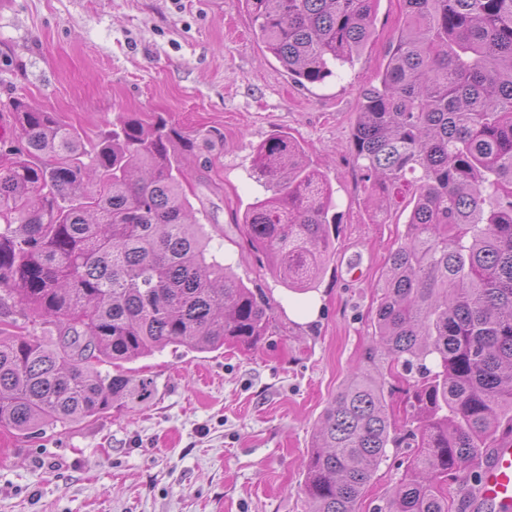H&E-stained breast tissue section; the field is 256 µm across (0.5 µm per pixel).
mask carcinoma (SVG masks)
<instances>
[{
  "mask_svg": "<svg viewBox=\"0 0 512 512\" xmlns=\"http://www.w3.org/2000/svg\"><path fill=\"white\" fill-rule=\"evenodd\" d=\"M265 51L294 80L322 83L373 33L375 0H240ZM379 84L361 91L356 160L380 198L412 196L388 259L369 362L416 374L397 430L385 381L357 370L325 409L304 463L308 512H360L386 449L411 448L375 512H452L512 442V0H403ZM0 138V429L106 414L153 381L95 369L184 346L248 347L272 315L210 252L183 193L211 134L159 116L112 122L88 144L54 112L16 98ZM253 173L271 195L242 216L249 246L288 290L316 286L332 243V190L305 147L273 134ZM41 325L43 339L18 320Z\"/></svg>",
  "mask_w": 512,
  "mask_h": 512,
  "instance_id": "carcinoma-1",
  "label": "carcinoma"
}]
</instances>
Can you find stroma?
<instances>
[{
    "label": "stroma",
    "mask_w": 512,
    "mask_h": 512,
    "mask_svg": "<svg viewBox=\"0 0 512 512\" xmlns=\"http://www.w3.org/2000/svg\"><path fill=\"white\" fill-rule=\"evenodd\" d=\"M404 20L403 0H377L353 66L303 86L264 50L239 0H0V113L22 98L91 140L121 115L210 130L211 163L186 193L219 258L273 312L257 346H169L122 363L153 380L147 403L35 439L0 431V512H307L301 462L326 407L366 364L411 211L405 199L370 204L352 147L359 95ZM278 132L327 173L336 203L335 253L304 294L243 240L242 216L265 196L254 150ZM409 455L388 450L362 512L399 484Z\"/></svg>",
    "instance_id": "1"
}]
</instances>
